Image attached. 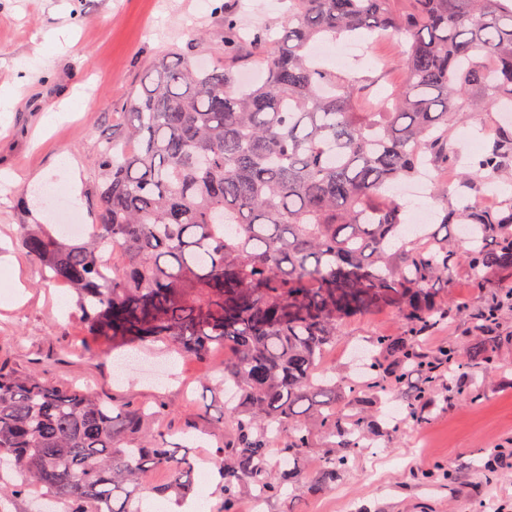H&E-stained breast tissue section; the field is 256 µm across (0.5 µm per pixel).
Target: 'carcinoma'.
Listing matches in <instances>:
<instances>
[{"mask_svg": "<svg viewBox=\"0 0 512 512\" xmlns=\"http://www.w3.org/2000/svg\"><path fill=\"white\" fill-rule=\"evenodd\" d=\"M224 13V58L247 45L265 72L242 88L227 67L198 68L169 54L125 104L95 160L97 219L76 237L49 224L21 225L18 244L48 282L73 290L88 335L121 348L164 342L199 360L224 352L217 390L238 400L224 431L222 512L245 487L265 498L336 486L364 447L366 404L398 393L403 422L420 426L436 400H478L473 382L492 367L512 285L472 314L477 342L425 347L442 321L467 311L438 285L458 264L489 283L512 274V215L453 204L434 181L449 227L439 236L405 228L393 194L429 163L453 153L458 111L512 105V0H288L276 36L241 37ZM399 37L404 71L391 106L363 112L361 79L314 65L311 44L340 36ZM512 177L504 129L461 173L476 191ZM381 310L402 322L397 337L372 336L365 372L324 366L344 325ZM151 409L106 403L95 388L62 386L0 367V512L35 489V512H141L148 493H194L196 462L166 431L147 433ZM329 449L312 480L313 433ZM166 469L167 484H147Z\"/></svg>", "mask_w": 512, "mask_h": 512, "instance_id": "carcinoma-1", "label": "carcinoma"}]
</instances>
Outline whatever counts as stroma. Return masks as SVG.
Listing matches in <instances>:
<instances>
[{
	"instance_id": "stroma-1",
	"label": "stroma",
	"mask_w": 512,
	"mask_h": 512,
	"mask_svg": "<svg viewBox=\"0 0 512 512\" xmlns=\"http://www.w3.org/2000/svg\"><path fill=\"white\" fill-rule=\"evenodd\" d=\"M231 5L240 18L274 22L285 6L255 12L254 0H0V85L15 86L19 100L9 124L0 125V256L19 263L22 298L0 306V364L17 372H36L58 384H90L113 404L172 409L157 426L196 436L193 454L212 469L207 512H221L222 462L218 425L228 418L212 383L224 368L223 354L206 360L183 358L164 344L141 347L142 370L117 374V349L94 341L96 357L73 353L84 327L73 309L70 289L47 283L39 266L17 245L24 224L53 223L55 212L71 209L92 223L96 193L93 163L114 124L122 120L126 100L140 90L152 60L175 48L185 57L211 66L224 62V14ZM368 56H340L332 41L313 48L321 65L364 79L368 102L387 100L403 82L395 59L399 40L392 35L368 40ZM79 96L78 111L63 108V99ZM53 122H46L48 108ZM505 121L501 112H465L451 124V140L463 154L479 158L486 142ZM69 152L81 179L78 196L64 189L65 167L58 157ZM466 303L469 312L438 326L437 344L465 348L472 337L470 312L483 306L488 287L478 286L464 266H457L445 289ZM401 322L393 311L349 321L327 357L343 372L359 367V345L369 336L397 334ZM498 369L482 378L484 396L447 404L437 402L428 424L388 428L393 403L373 401L369 414L381 428L368 441L342 482L345 499L328 489L266 503L265 512H474L477 502L512 512V310L501 315ZM494 460V483L474 468L476 457ZM452 471L453 480H422L424 472Z\"/></svg>"
}]
</instances>
